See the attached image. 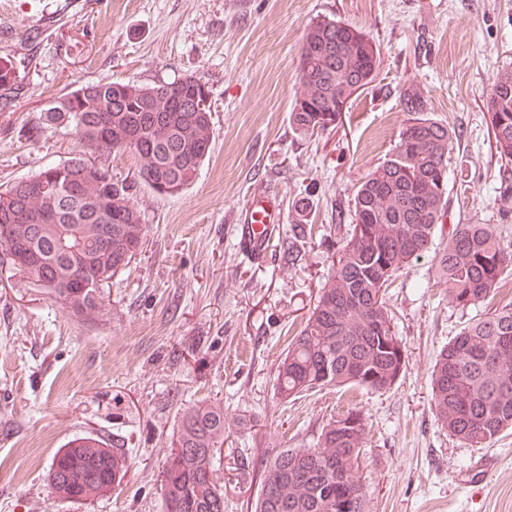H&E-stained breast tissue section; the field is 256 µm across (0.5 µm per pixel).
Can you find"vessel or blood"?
Here are the masks:
<instances>
[{
  "mask_svg": "<svg viewBox=\"0 0 512 512\" xmlns=\"http://www.w3.org/2000/svg\"><path fill=\"white\" fill-rule=\"evenodd\" d=\"M281 222L275 196L265 190L252 191L236 226L242 253L253 260L265 259L270 253L274 231Z\"/></svg>",
  "mask_w": 512,
  "mask_h": 512,
  "instance_id": "vessel-or-blood-1",
  "label": "vessel or blood"
}]
</instances>
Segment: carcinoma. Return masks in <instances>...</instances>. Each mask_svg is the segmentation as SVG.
Here are the masks:
<instances>
[{
    "label": "carcinoma",
    "instance_id": "carcinoma-1",
    "mask_svg": "<svg viewBox=\"0 0 512 512\" xmlns=\"http://www.w3.org/2000/svg\"><path fill=\"white\" fill-rule=\"evenodd\" d=\"M365 33L324 18L306 28L289 123L299 134L333 124L336 101L352 84L363 88L378 76L379 52ZM16 68L0 58V89H12ZM200 80L183 75L142 85L131 80L87 82L55 99L43 124L74 130L78 155L0 187V225H10L13 246L0 255L16 270L90 319L101 308V288L140 250L145 226L132 205L137 182L161 195L190 186L212 152L211 102ZM484 113L503 166L496 191L500 220L512 215V69L498 72ZM402 110L416 114L399 134L392 154L374 167L353 194L352 224L336 243V259L317 304L288 344L277 375V393L297 397L323 386H358L373 393L391 389L407 353L396 335L387 288L407 265L426 255L447 211L448 183L455 176L448 156L456 132L428 117L427 99L415 84L400 94ZM129 151L140 160L131 182L112 177L107 161ZM90 163L102 177L69 196L64 185ZM311 234L294 227L285 249L299 260ZM455 306H475L512 270V248L492 224H455L437 255ZM92 263L101 280L81 291L68 284ZM385 329H375L372 312ZM436 417L448 435L483 448L512 429V308L486 313L466 325L437 355L431 374ZM365 419L349 409L329 419L314 448H283L267 463L255 512H368L361 480ZM224 447V411L185 409L163 469L164 512H224L215 480ZM118 450L95 435L60 449L49 468L52 491L84 501L121 480Z\"/></svg>",
    "mask_w": 512,
    "mask_h": 512
}]
</instances>
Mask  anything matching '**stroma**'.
<instances>
[{
    "mask_svg": "<svg viewBox=\"0 0 512 512\" xmlns=\"http://www.w3.org/2000/svg\"><path fill=\"white\" fill-rule=\"evenodd\" d=\"M336 18L380 52L377 80L338 125L304 138L289 123L306 26ZM0 57L19 78L0 99V185L74 157L71 129L39 116L75 82L144 85L190 74L209 89L213 150L174 196L133 189L145 244L102 290L91 320L0 265V512H162L161 479L184 409L224 411L215 464L224 512H254L269 459L316 447L323 426L354 408L366 418L369 512H512V431L473 448L448 436L431 400V370L469 321L512 307L504 273L481 304L448 299L437 252L407 266L386 301L408 355L389 391L327 387L281 399L278 363L317 302L353 193L388 158L409 119L399 95L420 85L430 116L455 129L448 224L499 221L501 165L483 99L512 67V0H0ZM38 136H30L32 126ZM269 186L283 224L268 257L245 262L236 220L248 193ZM313 238L296 263L294 225ZM103 438L127 461L94 499L58 498L55 453Z\"/></svg>",
    "mask_w": 512,
    "mask_h": 512,
    "instance_id": "35a3bbf8",
    "label": "stroma"
}]
</instances>
